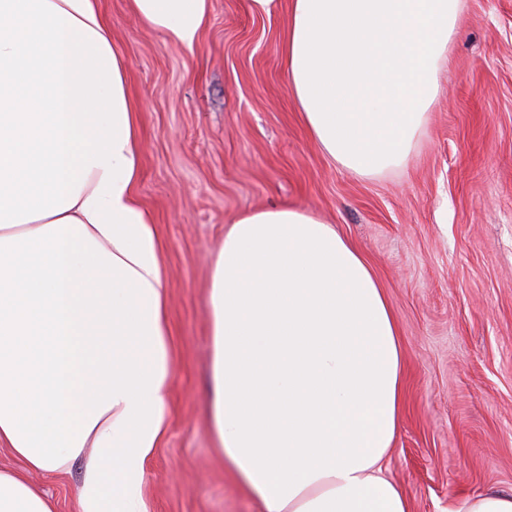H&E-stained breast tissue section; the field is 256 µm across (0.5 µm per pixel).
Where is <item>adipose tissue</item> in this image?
<instances>
[{
	"instance_id": "1",
	"label": "adipose tissue",
	"mask_w": 512,
	"mask_h": 512,
	"mask_svg": "<svg viewBox=\"0 0 512 512\" xmlns=\"http://www.w3.org/2000/svg\"><path fill=\"white\" fill-rule=\"evenodd\" d=\"M466 0L288 7V89L319 149L370 177L406 165ZM194 47L210 0H130ZM137 106L100 0H0V512H55L30 474L80 464L79 512H154L147 466L175 375L161 242L135 186ZM212 428L260 512H410L383 474L396 323L370 266L293 206L224 234L208 297Z\"/></svg>"
}]
</instances>
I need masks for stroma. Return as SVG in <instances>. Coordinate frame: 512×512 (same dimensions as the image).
Instances as JSON below:
<instances>
[{
	"instance_id": "obj_1",
	"label": "stroma",
	"mask_w": 512,
	"mask_h": 512,
	"mask_svg": "<svg viewBox=\"0 0 512 512\" xmlns=\"http://www.w3.org/2000/svg\"><path fill=\"white\" fill-rule=\"evenodd\" d=\"M101 8L139 108L136 195L163 242L176 345L155 512H258L212 436L207 298L226 228L278 203L334 224L384 290L402 365L384 472L411 512L512 492V0H467L408 164L367 179L320 151L288 93L287 8L210 0L191 50L130 0Z\"/></svg>"
}]
</instances>
